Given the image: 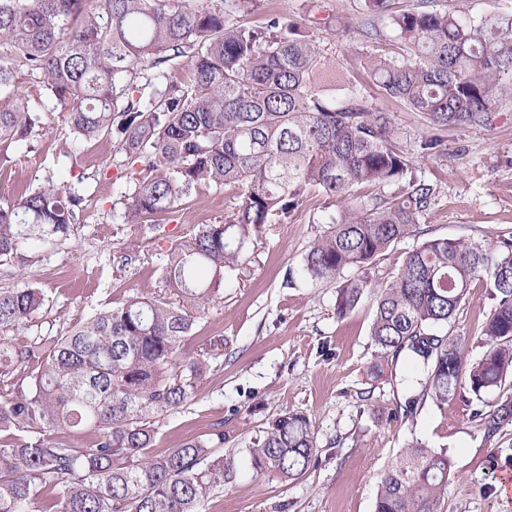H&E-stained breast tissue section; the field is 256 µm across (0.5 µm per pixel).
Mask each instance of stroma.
I'll use <instances>...</instances> for the list:
<instances>
[{
	"mask_svg": "<svg viewBox=\"0 0 512 512\" xmlns=\"http://www.w3.org/2000/svg\"><path fill=\"white\" fill-rule=\"evenodd\" d=\"M363 7L364 0H257L254 11L238 19L250 24L263 14L281 13L310 31L331 64L324 88L335 96L341 81L362 70L366 46L353 29ZM363 92L391 112L402 146H412L426 130L421 113L377 96L372 87ZM418 165L439 187L433 210L419 224L420 236L392 243L368 269H346L344 278L386 284L423 236L490 248L512 234V108L492 113L483 125L449 127L446 151ZM136 170L120 152L118 137L104 136L67 153L52 134L34 138L0 170V204L49 177L83 199L68 240L23 244L22 261L0 266V288L27 282L49 297L31 335L63 334L71 323L132 295L172 298L161 278L171 244L201 225L223 222L231 210L223 190L203 188L186 210L163 215L154 229L141 232L120 221ZM344 207L340 200L328 206L323 198H310L287 223L270 225L240 269L227 275L221 298L209 304L184 346L196 354L220 336L224 353L210 360L194 400L161 414L154 451L177 447L220 422L223 454L234 458L236 470L205 512H374L385 470L419 443L447 449L453 462L441 512H512V496L501 497L498 490L500 474L512 471V425L493 442H483L470 405L459 397L403 416L398 406L416 368L401 357L374 373L380 351L370 336L371 296L342 317L337 281L305 275L303 259L325 230L324 215ZM129 245L136 256L127 263L122 253ZM494 305L485 286L474 283L442 326L443 335L459 342L465 362L483 355L482 330ZM289 411L311 421L317 448L309 470L293 481L257 474L248 454L253 440Z\"/></svg>",
	"mask_w": 512,
	"mask_h": 512,
	"instance_id": "1",
	"label": "stroma"
}]
</instances>
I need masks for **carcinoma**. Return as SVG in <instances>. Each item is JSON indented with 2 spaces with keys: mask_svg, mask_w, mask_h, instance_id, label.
<instances>
[{
  "mask_svg": "<svg viewBox=\"0 0 512 512\" xmlns=\"http://www.w3.org/2000/svg\"><path fill=\"white\" fill-rule=\"evenodd\" d=\"M256 0H0V168L12 151L54 129L65 113L63 148L117 131L141 166L122 217L153 227L192 192L219 186L233 200L222 224L175 241L164 280L176 301L132 296L99 310L61 336L13 344L49 302L24 286L0 289V512H204L233 476L223 424L154 454L156 418L194 400L204 355L183 351L227 272L265 226L281 224L312 194L348 196L351 206L323 219L328 229L304 258L312 279L364 268L412 236L438 196L415 159L439 155L448 127L483 125L512 100V15L463 18L434 0L397 13L393 0H364L355 27L377 48L365 72L379 94L423 114L429 131L416 151L402 148L391 113L353 84L328 97L317 78L325 61L308 34L272 14L259 24L233 19ZM394 32L392 47L379 44ZM188 58V80L172 76ZM26 70L30 85L16 81ZM157 81L138 85L142 71ZM44 99L31 109L28 98ZM83 200L53 178L0 205V262L24 242L65 240ZM496 301L483 335L487 349L462 375L459 343L436 334L477 281ZM368 279L344 280L337 313L352 311ZM371 336L383 357L419 368L403 415L446 404L466 385L471 419L486 441L512 425V395H484L512 374V237L486 249L431 238L408 252L375 293ZM94 436L77 447L72 437ZM317 448L309 418L286 412L248 449L255 471L302 476ZM453 462L445 448L410 446L381 478L374 512H440Z\"/></svg>",
  "mask_w": 512,
  "mask_h": 512,
  "instance_id": "1",
  "label": "carcinoma"
}]
</instances>
